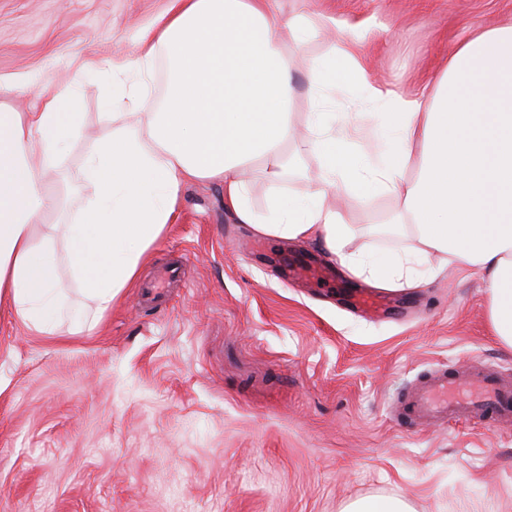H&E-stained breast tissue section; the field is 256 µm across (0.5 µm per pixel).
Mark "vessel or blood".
Returning a JSON list of instances; mask_svg holds the SVG:
<instances>
[{"instance_id":"b4317fda","label":"vessel or blood","mask_w":512,"mask_h":512,"mask_svg":"<svg viewBox=\"0 0 512 512\" xmlns=\"http://www.w3.org/2000/svg\"><path fill=\"white\" fill-rule=\"evenodd\" d=\"M291 281L331 278L330 268H314L302 260L286 264ZM400 412L409 420L422 424L441 423L451 417L486 420L496 425L512 423V390L502 388L495 372L472 369L465 383L439 370L421 381L401 405Z\"/></svg>"}]
</instances>
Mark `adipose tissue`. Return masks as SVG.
<instances>
[{"label":"adipose tissue","instance_id":"ef3b65f1","mask_svg":"<svg viewBox=\"0 0 512 512\" xmlns=\"http://www.w3.org/2000/svg\"><path fill=\"white\" fill-rule=\"evenodd\" d=\"M315 38L330 51L295 80L288 52ZM364 43L324 12L285 14L280 0H166L135 52L87 63L112 77L99 115L108 134L84 160L93 194L64 223L48 177L77 127L79 98L65 83L31 111L0 109V305L49 331L67 305L57 273L65 258L90 304L81 327L93 330L174 222L182 185L198 180L222 182L226 207L259 234L320 239L356 266L359 254L344 250L356 234L350 217L327 202L338 189L365 206L396 199L388 221L416 242L394 267L371 262L373 279L410 287L434 259L473 270L493 334L512 348V24L454 48L432 93L414 99L371 80ZM160 59L167 92L149 112ZM300 81L314 97L305 126L317 167L305 201L292 204L277 189ZM352 85L380 108L375 133L359 113L324 109ZM252 168L272 193L262 213L249 204Z\"/></svg>","mask_w":512,"mask_h":512}]
</instances>
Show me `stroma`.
Masks as SVG:
<instances>
[{
    "instance_id": "obj_1",
    "label": "stroma",
    "mask_w": 512,
    "mask_h": 512,
    "mask_svg": "<svg viewBox=\"0 0 512 512\" xmlns=\"http://www.w3.org/2000/svg\"><path fill=\"white\" fill-rule=\"evenodd\" d=\"M369 40L372 75L429 93L452 48L512 22V0H282ZM164 0H0V106L77 80L80 132L55 174L80 207L85 155L107 86L88 56L133 51ZM396 205L350 202L358 247L389 261L411 237L379 232ZM239 223L219 182L183 188L177 218L99 328L51 336L0 309V512H345L362 499L411 512H512V429L460 420L421 429L396 418L439 369L483 366L512 383V350L491 333L478 274L449 266L415 288L385 286L401 317L354 310L364 275L318 241L268 238ZM337 265L339 281L291 288L273 252ZM181 278L153 301L143 284L174 260Z\"/></svg>"
}]
</instances>
